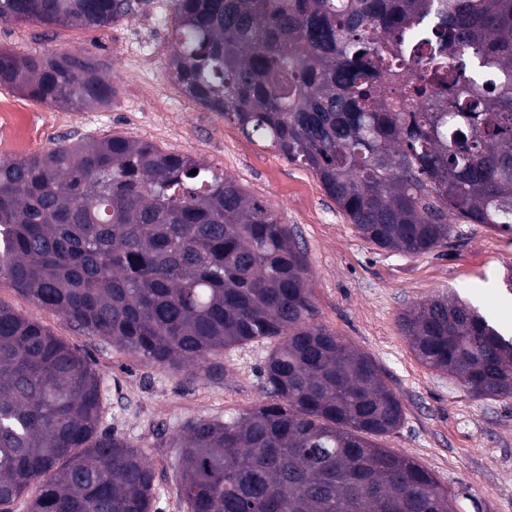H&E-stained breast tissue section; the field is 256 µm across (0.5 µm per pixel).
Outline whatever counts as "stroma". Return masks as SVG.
I'll use <instances>...</instances> for the list:
<instances>
[{
	"label": "stroma",
	"instance_id": "1",
	"mask_svg": "<svg viewBox=\"0 0 512 512\" xmlns=\"http://www.w3.org/2000/svg\"><path fill=\"white\" fill-rule=\"evenodd\" d=\"M169 0H135L127 18L98 30L37 23H0V47L20 54L85 50L118 78L111 106L73 111L0 87V98L22 111L20 129L0 130V157L45 152L65 140L123 136L164 151L199 157L270 203L306 251L318 319L353 348L370 355L398 395L404 422L383 447L414 458L458 493L461 512H512V401L483 400L421 363L399 328L410 306L458 295L512 332V293L503 277L512 268V233L459 224L448 248L407 257L360 236L329 198L314 172L287 161L233 123L191 101L167 68ZM0 304L40 323L88 357L104 400L102 426L136 444L157 428L176 431L192 419H214L264 401L258 370L268 348L253 343L224 354L216 378L183 382L171 371L76 330L0 281ZM160 495L156 512H179L178 468L166 448L149 453Z\"/></svg>",
	"mask_w": 512,
	"mask_h": 512
}]
</instances>
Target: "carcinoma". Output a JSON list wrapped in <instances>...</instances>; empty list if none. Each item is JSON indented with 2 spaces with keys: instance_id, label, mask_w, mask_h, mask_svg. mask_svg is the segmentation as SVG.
Returning a JSON list of instances; mask_svg holds the SVG:
<instances>
[{
  "instance_id": "carcinoma-1",
  "label": "carcinoma",
  "mask_w": 512,
  "mask_h": 512,
  "mask_svg": "<svg viewBox=\"0 0 512 512\" xmlns=\"http://www.w3.org/2000/svg\"><path fill=\"white\" fill-rule=\"evenodd\" d=\"M170 5L167 66L185 96L311 169L367 241L416 256L448 247L453 217L512 231V0ZM133 11L0 0V23L96 29ZM102 68L0 48V86L47 106L112 104ZM0 279L187 380L223 369L229 348L272 345L267 402L138 445L100 429L86 357L0 303V512H155L149 448L172 449L182 512H460L378 443L401 402L317 321L294 233L205 161L117 135L0 158ZM400 327L474 397L512 398V339L478 309L439 295Z\"/></svg>"
}]
</instances>
